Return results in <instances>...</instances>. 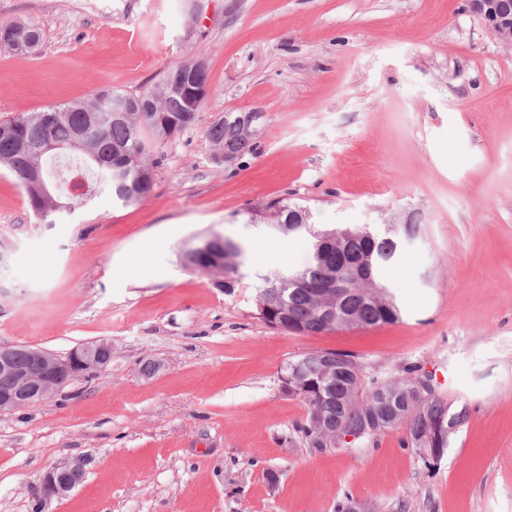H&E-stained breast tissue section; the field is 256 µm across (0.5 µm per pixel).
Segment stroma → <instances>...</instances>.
<instances>
[{"instance_id": "35a3bbf8", "label": "stroma", "mask_w": 512, "mask_h": 512, "mask_svg": "<svg viewBox=\"0 0 512 512\" xmlns=\"http://www.w3.org/2000/svg\"><path fill=\"white\" fill-rule=\"evenodd\" d=\"M17 19L44 40L0 47V122L197 55L210 93L140 203L105 190L44 224L0 167V345L112 342L108 367L0 414V512H31L30 486L75 460L83 482L47 512H512V48L465 0H212L189 43L180 0H0V24ZM253 108L254 151L225 167L204 131ZM278 199L322 229L418 224L382 274L400 320L299 335L258 318L260 274L311 254L254 217ZM213 234L247 250L229 295L178 259ZM324 350L380 379L419 366L467 409L433 474L399 429L309 447L280 376Z\"/></svg>"}]
</instances>
